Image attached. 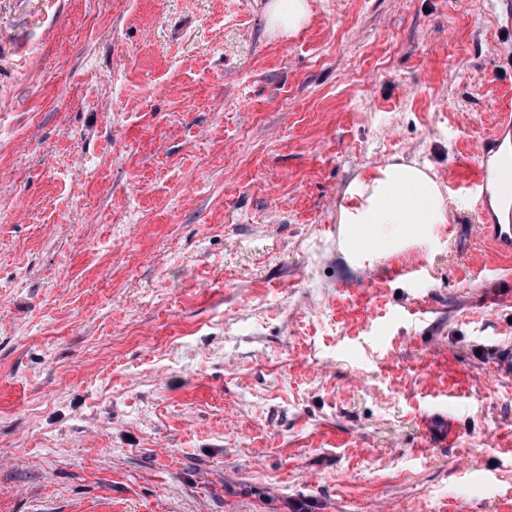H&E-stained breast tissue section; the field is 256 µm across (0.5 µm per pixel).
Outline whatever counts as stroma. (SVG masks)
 Returning a JSON list of instances; mask_svg holds the SVG:
<instances>
[{
    "mask_svg": "<svg viewBox=\"0 0 512 512\" xmlns=\"http://www.w3.org/2000/svg\"><path fill=\"white\" fill-rule=\"evenodd\" d=\"M265 2L0 0V512H512L496 0ZM393 163L449 221L352 257ZM267 28L280 36H294L310 21L308 0H268L264 7ZM498 119L482 141L467 189L481 210V230L503 255H512V100L503 97Z\"/></svg>",
    "mask_w": 512,
    "mask_h": 512,
    "instance_id": "stroma-1",
    "label": "stroma"
}]
</instances>
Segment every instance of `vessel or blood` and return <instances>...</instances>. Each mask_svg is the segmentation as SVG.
I'll use <instances>...</instances> for the list:
<instances>
[{"label":"vessel or blood","instance_id":"obj_1","mask_svg":"<svg viewBox=\"0 0 512 512\" xmlns=\"http://www.w3.org/2000/svg\"><path fill=\"white\" fill-rule=\"evenodd\" d=\"M468 188L479 202L481 230L505 256L512 255V99L503 98L498 119L473 160Z\"/></svg>","mask_w":512,"mask_h":512}]
</instances>
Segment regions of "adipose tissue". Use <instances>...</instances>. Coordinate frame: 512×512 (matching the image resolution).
Returning <instances> with one entry per match:
<instances>
[{
  "label": "adipose tissue",
  "instance_id": "obj_1",
  "mask_svg": "<svg viewBox=\"0 0 512 512\" xmlns=\"http://www.w3.org/2000/svg\"><path fill=\"white\" fill-rule=\"evenodd\" d=\"M268 29L292 36L310 21L308 0H267ZM354 204L342 208L340 221L351 228L346 244L354 255L381 256L397 232L416 239L430 237L448 221V203L439 184L418 164H390L377 177L355 180L348 188Z\"/></svg>",
  "mask_w": 512,
  "mask_h": 512
}]
</instances>
